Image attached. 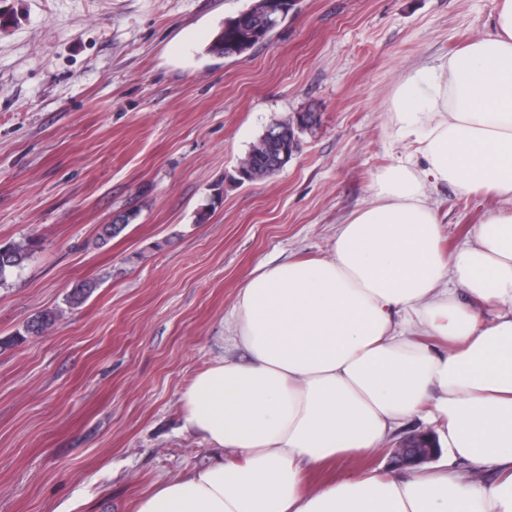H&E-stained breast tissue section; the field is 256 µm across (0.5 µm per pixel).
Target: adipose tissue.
Here are the masks:
<instances>
[{"mask_svg":"<svg viewBox=\"0 0 512 512\" xmlns=\"http://www.w3.org/2000/svg\"><path fill=\"white\" fill-rule=\"evenodd\" d=\"M390 112L424 165L379 171L328 257L253 272L230 314L236 356L181 392L185 429L237 461L160 483L137 512H512V212L447 254L425 192L512 204V0L485 36L406 75ZM414 417L436 425V465L301 491L305 471L373 455Z\"/></svg>","mask_w":512,"mask_h":512,"instance_id":"adipose-tissue-1","label":"adipose tissue"}]
</instances>
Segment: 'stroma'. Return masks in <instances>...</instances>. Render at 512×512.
<instances>
[{"instance_id": "1", "label": "stroma", "mask_w": 512, "mask_h": 512, "mask_svg": "<svg viewBox=\"0 0 512 512\" xmlns=\"http://www.w3.org/2000/svg\"><path fill=\"white\" fill-rule=\"evenodd\" d=\"M254 0H0V245L37 239L0 287V512H135L216 451L180 392L224 353L257 265L328 256L373 175L409 151L388 106L402 77L481 37L496 0H291L248 54L205 47ZM319 117L275 176L238 182L267 126ZM428 194L450 251L505 210ZM133 212L107 244L98 237ZM97 287L80 305L77 282ZM51 311L54 326L25 335ZM387 455L308 471L305 488Z\"/></svg>"}]
</instances>
